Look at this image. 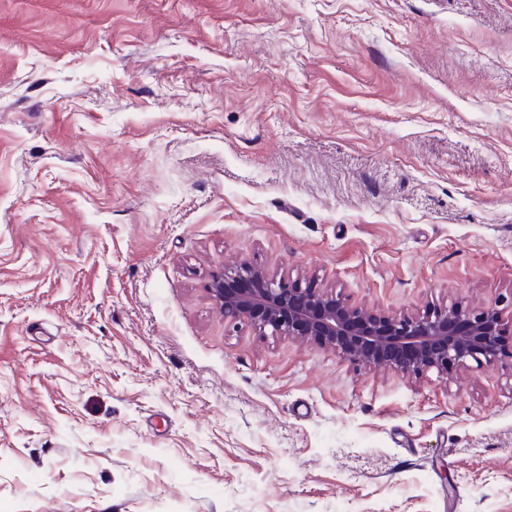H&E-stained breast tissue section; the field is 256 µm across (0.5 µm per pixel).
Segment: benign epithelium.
<instances>
[{"mask_svg":"<svg viewBox=\"0 0 512 512\" xmlns=\"http://www.w3.org/2000/svg\"><path fill=\"white\" fill-rule=\"evenodd\" d=\"M207 291L230 322L333 347L360 367L385 365L412 379L431 370L444 377L469 360L494 369L512 355V324L495 307L390 314L353 306L331 288L304 287L247 260L214 274Z\"/></svg>","mask_w":512,"mask_h":512,"instance_id":"1","label":"benign epithelium"}]
</instances>
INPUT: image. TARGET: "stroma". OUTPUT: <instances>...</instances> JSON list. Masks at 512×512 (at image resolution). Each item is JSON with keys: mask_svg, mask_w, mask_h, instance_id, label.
I'll return each instance as SVG.
<instances>
[{"mask_svg": "<svg viewBox=\"0 0 512 512\" xmlns=\"http://www.w3.org/2000/svg\"><path fill=\"white\" fill-rule=\"evenodd\" d=\"M248 260L512 319V0H0V512H512V359L230 326Z\"/></svg>", "mask_w": 512, "mask_h": 512, "instance_id": "35a3bbf8", "label": "stroma"}]
</instances>
